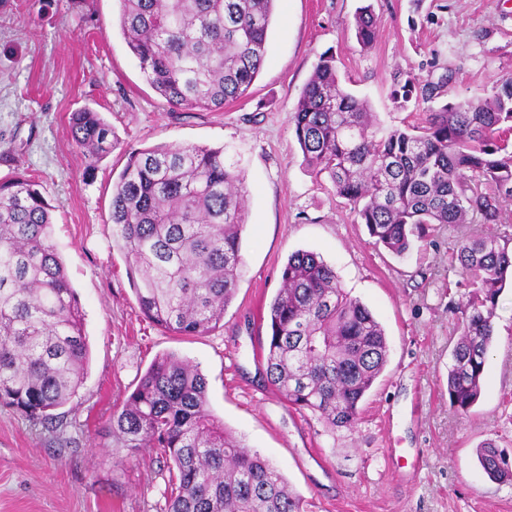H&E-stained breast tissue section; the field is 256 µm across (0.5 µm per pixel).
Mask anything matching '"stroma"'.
I'll return each mask as SVG.
<instances>
[{"label":"stroma","mask_w":512,"mask_h":512,"mask_svg":"<svg viewBox=\"0 0 512 512\" xmlns=\"http://www.w3.org/2000/svg\"><path fill=\"white\" fill-rule=\"evenodd\" d=\"M377 37L359 46L358 8ZM118 0H0V179L24 170L55 204L53 238L84 314L89 361L59 431L0 407V512H161L169 471L155 454L110 447L108 419L156 356L197 365L210 410L273 461L305 512H512V482L488 478L475 449H512V287L493 318L481 396L448 403L462 276L456 246L498 224L448 226L402 259L373 245L344 200L303 162L289 119L323 53L341 85L385 127L491 93L512 73V0H276L264 65L248 96L216 112L172 109L143 78L119 26ZM431 101L396 103L407 76ZM89 107L119 147L88 170L69 117ZM223 147L245 177L244 275L224 320L203 336L162 332L141 313L112 242V185L129 152L161 144ZM317 253L384 327L388 362L354 430L325 433L267 383L258 326L291 253Z\"/></svg>","instance_id":"1"}]
</instances>
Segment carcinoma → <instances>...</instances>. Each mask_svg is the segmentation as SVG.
<instances>
[{
    "mask_svg": "<svg viewBox=\"0 0 512 512\" xmlns=\"http://www.w3.org/2000/svg\"><path fill=\"white\" fill-rule=\"evenodd\" d=\"M119 25L150 87L181 110L217 111L244 97L264 63L274 0H119ZM372 47L377 19L355 17ZM305 164L327 175L375 244L405 256L431 224H496L512 201V74L492 94L430 109L424 125L385 129L367 100L341 86L323 55L291 117ZM88 169L117 138L101 114L69 118ZM247 189L224 148L160 145L133 151L112 187V240L125 256L142 313L177 336L224 320L244 267ZM53 206L25 174L0 181V406L51 424L82 384L88 361L78 296L52 239ZM460 334L448 401L465 414L480 396L497 297L512 280L508 240H462ZM260 343L267 381L325 431L353 430L384 371L385 332L314 252L291 254ZM109 432L137 456L159 452L172 475L164 512H303L283 474L212 414L207 380L174 353L157 357L112 412ZM478 461L512 481V454L486 442Z\"/></svg>",
    "mask_w": 512,
    "mask_h": 512,
    "instance_id": "obj_1",
    "label": "carcinoma"
}]
</instances>
